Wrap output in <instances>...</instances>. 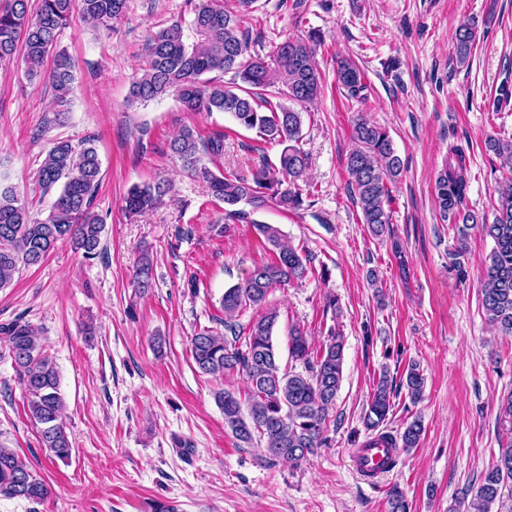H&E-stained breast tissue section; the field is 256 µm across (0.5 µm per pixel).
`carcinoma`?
I'll return each instance as SVG.
<instances>
[{
	"label": "carcinoma",
	"mask_w": 512,
	"mask_h": 512,
	"mask_svg": "<svg viewBox=\"0 0 512 512\" xmlns=\"http://www.w3.org/2000/svg\"><path fill=\"white\" fill-rule=\"evenodd\" d=\"M129 0H0V63L18 58L31 81L48 77L59 102H64L75 80L74 64L59 49V37L70 13L80 8L96 28L109 29L128 9ZM256 0H234L222 6L219 0H185L192 15L189 23L193 39L185 36L183 22L172 21L144 45L146 68L134 82L131 97L150 101L168 93L176 95L188 112H224L247 130H257L267 143L282 147L279 165L264 157L252 177L234 171L216 173L203 164V157L224 154L226 134L201 137L185 128L170 148L183 169L209 184L210 194L224 203V223L215 230L226 234L239 222L250 221L255 234L270 257L254 266L241 282L224 290V332L202 329L190 340V355L203 374L236 373L246 383L245 398L230 391L215 393L224 413V427L244 444L258 440L267 461L297 463L328 446V421L336 404L343 379L344 338L331 328L316 351L308 336L292 329L289 354L303 370L282 365L273 340L277 309L267 306L271 290L282 284L299 282L309 274L303 257L277 226L249 219L242 209L248 205L258 212L273 202L285 210L298 211L305 199L296 188L283 187V178L296 179L307 168V157L294 145L301 136V113L285 106L261 110L257 100L275 87L278 93L298 103L313 102L322 91V79L315 62L316 47L322 44L317 33L308 40L288 39L277 44L268 59L249 54V32L242 28L243 17L254 10ZM476 40L475 30L462 26L455 33V53L459 62L469 58ZM233 74L237 82L224 85L222 75ZM336 79L351 98L366 90L365 74L350 58L336 61ZM354 148L347 160L348 188L362 214V223L375 236L385 233L391 201L388 184L397 181L403 165L388 132L360 118L353 125ZM488 147L503 158L512 172V141L491 139ZM436 179L441 219L458 225L461 237L477 226L491 238L494 247L482 284V306L488 322L504 336H512V175L498 186V206L492 223H486L465 207L466 156L450 149ZM102 160L94 140L76 143L59 140L47 151L37 170V181L47 194L59 192L43 219L31 217L28 206L15 191L0 187V289L10 286L22 268L42 264L58 243L69 241L87 259L101 253L106 216L96 210L101 184ZM169 183L156 180L133 185L125 197V210L137 215L159 205ZM155 283L149 254L140 256L133 284L141 294ZM263 309L245 328L234 321L243 307ZM0 348L7 352L24 392L29 412L39 425L41 447L49 458L66 460L72 441L62 414L57 366L39 343L32 326L20 319L0 325ZM425 378L415 366L408 368L405 386L412 400L423 393ZM395 393L387 374L380 375L363 414L369 447L379 444L395 449L390 460L396 465L401 453L419 446L422 420L414 418L403 432L394 435L380 430L392 407ZM499 424L506 436L497 460L481 475L477 486L462 491L470 497L474 512H512V497L504 498L503 488L512 484V394L501 400ZM49 495L45 482L12 450L0 448V496L42 503ZM388 512H410L403 491L397 485L387 491Z\"/></svg>",
	"instance_id": "cac0c4a2"
}]
</instances>
